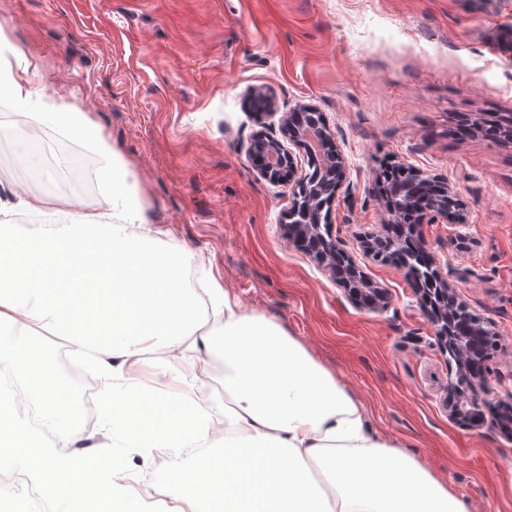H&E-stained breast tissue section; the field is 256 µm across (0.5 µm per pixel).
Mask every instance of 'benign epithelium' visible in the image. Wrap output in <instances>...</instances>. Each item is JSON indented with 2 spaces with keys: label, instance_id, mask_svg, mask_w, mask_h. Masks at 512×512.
I'll return each instance as SVG.
<instances>
[{
  "label": "benign epithelium",
  "instance_id": "7a95c632",
  "mask_svg": "<svg viewBox=\"0 0 512 512\" xmlns=\"http://www.w3.org/2000/svg\"><path fill=\"white\" fill-rule=\"evenodd\" d=\"M317 113V109L309 104H301L291 112L281 116L282 138L270 136L265 128L252 134L249 157L255 163L259 175L273 184H289L298 189L295 202L284 218L288 239L298 249L312 255L316 261L333 273L336 282L343 287L348 297L356 306L372 311L386 307L388 303L387 289L368 279L354 263L336 269L337 255L343 253L332 239L324 225L320 224L313 201L299 192L311 178V172L300 170L295 164L293 150L311 153L307 131L304 129L303 116ZM316 134L325 148V161L320 172L336 180L337 189H342L347 180V166L336 137L326 120H321ZM416 181L420 183L425 194L416 202L420 219L430 222L440 220L452 224H463L466 217L462 210L448 209L444 200L450 192L449 187L440 188L441 194L433 193L437 185L424 172L413 170ZM392 221H387L381 229L364 235V248L374 253L377 246L392 237L389 233ZM433 282L438 287L431 290L416 287L414 294L419 308L430 319L434 326L435 337L442 351L460 343H469L486 334L492 335L491 322L479 313L470 309L467 304L462 308L470 316V329L466 336H456L448 323V311L438 303H448V295L453 293L448 280L433 272ZM490 388L485 370L473 364L468 355H463L455 365L453 377L448 380L447 408L448 416L463 427L477 429L482 426L481 411L488 405Z\"/></svg>",
  "mask_w": 512,
  "mask_h": 512
}]
</instances>
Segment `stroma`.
<instances>
[{"label":"stroma","mask_w":512,"mask_h":512,"mask_svg":"<svg viewBox=\"0 0 512 512\" xmlns=\"http://www.w3.org/2000/svg\"><path fill=\"white\" fill-rule=\"evenodd\" d=\"M3 21L10 45L34 55L136 170L147 222L164 246L186 250L201 287L220 284L301 342L363 401L373 433L473 512H512V438L493 420L512 398V144L457 134L459 120L512 114V0H0ZM254 88L273 97L274 114L256 115ZM304 103L325 115L346 160L331 236L387 289L383 310L355 306L289 242L282 216L292 190L262 179L248 156L259 125L278 132L279 113ZM389 160L448 183L466 215L413 234L500 340L475 430L448 415L452 367L412 277L360 244L387 220L378 184ZM0 178L50 204L62 192L9 141ZM39 345L50 363L14 377L35 389L68 377L85 434L67 454L122 469L140 488L204 496L170 479L178 466L193 472L198 457L115 446L101 429L93 372L63 337Z\"/></svg>","instance_id":"1"}]
</instances>
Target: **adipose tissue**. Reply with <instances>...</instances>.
I'll list each match as a JSON object with an SVG mask.
<instances>
[{"label": "adipose tissue", "instance_id": "adipose-tissue-1", "mask_svg": "<svg viewBox=\"0 0 512 512\" xmlns=\"http://www.w3.org/2000/svg\"><path fill=\"white\" fill-rule=\"evenodd\" d=\"M0 98L25 120L13 135L28 153L42 152L40 135L53 124L60 140L95 156L97 205L61 196L54 209L67 218L26 239L37 264L18 281L0 276V351L25 361L37 336H64L90 359L101 385V427L144 451L176 453L223 436L224 468L206 465L197 477L213 490L222 512H471L441 480L373 434L364 405L337 376L279 326L240 310L223 288H208L219 331H198V298L182 280V253L159 252L157 230L145 219L137 176L90 113L58 93L34 57L11 50L0 59ZM194 351L190 375L170 374L167 389L147 393L157 408L151 434L128 412L140 396L147 353ZM224 357L223 411L210 409L203 389L210 351ZM38 401L44 426L63 441L83 436L66 387L25 389ZM13 396L0 394V472L36 469L41 489L63 491L68 502L96 489L139 512H202V503L165 489L142 491L111 470L38 446L34 458L16 454L37 436L16 419Z\"/></svg>", "mask_w": 512, "mask_h": 512}]
</instances>
